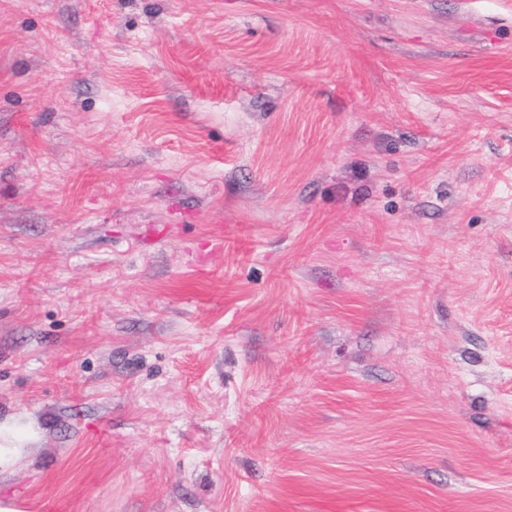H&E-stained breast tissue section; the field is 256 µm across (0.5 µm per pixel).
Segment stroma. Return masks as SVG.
I'll return each mask as SVG.
<instances>
[{
    "instance_id": "stroma-1",
    "label": "stroma",
    "mask_w": 512,
    "mask_h": 512,
    "mask_svg": "<svg viewBox=\"0 0 512 512\" xmlns=\"http://www.w3.org/2000/svg\"><path fill=\"white\" fill-rule=\"evenodd\" d=\"M0 500L512 512V0H0Z\"/></svg>"
}]
</instances>
